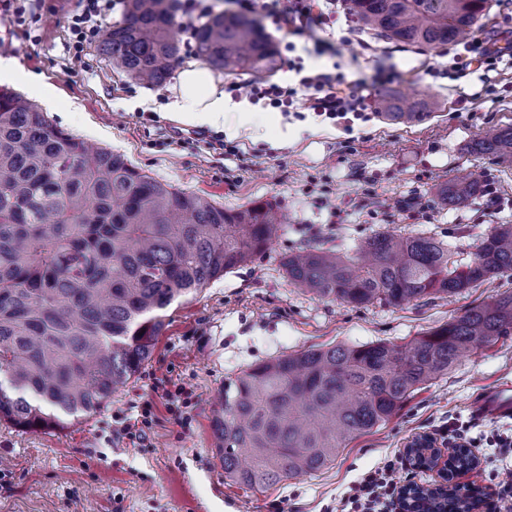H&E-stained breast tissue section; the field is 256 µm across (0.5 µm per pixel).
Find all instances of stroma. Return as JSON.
<instances>
[{"label":"stroma","mask_w":512,"mask_h":512,"mask_svg":"<svg viewBox=\"0 0 512 512\" xmlns=\"http://www.w3.org/2000/svg\"><path fill=\"white\" fill-rule=\"evenodd\" d=\"M74 0H46L25 24L0 14V39L22 74L11 86L60 128L124 153L144 173L172 187L236 209L276 203L288 221L270 248L211 282L193 300L171 306L168 327L135 380L88 421L64 431L20 432L0 422V512H331L364 472L416 437L434 435L448 418L481 429L512 431V419L478 415L480 393L512 380V336L500 337L457 363L412 398L386 425L352 440L320 473L259 492L224 478L214 451L211 401L225 382L269 357L333 345H401L443 325L466 308L512 294V277L448 298L432 295L401 307L356 308L292 285L283 255L306 247L353 252L378 231L424 233L449 243L468 262L476 239L512 223V170L468 149L493 127L512 124V70L456 79L431 77L436 50L402 48L364 29L346 35L345 20L322 37L321 66L339 64L348 79L371 78L383 60L390 90L436 101L427 119L404 123L371 114L346 133L307 115L236 101L227 117L236 134L190 123L171 112L178 77L160 86L131 80L101 51L100 37L73 64L69 29ZM475 38L512 42V0H489ZM224 139L209 149L213 137ZM474 174L496 198L463 207L435 198L437 187ZM193 393L172 408L156 381ZM152 405L138 443L123 434L127 418ZM477 468L461 481L490 492L512 483V459L476 449Z\"/></svg>","instance_id":"stroma-1"}]
</instances>
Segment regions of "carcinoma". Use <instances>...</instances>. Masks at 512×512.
Wrapping results in <instances>:
<instances>
[{"instance_id": "obj_1", "label": "carcinoma", "mask_w": 512, "mask_h": 512, "mask_svg": "<svg viewBox=\"0 0 512 512\" xmlns=\"http://www.w3.org/2000/svg\"><path fill=\"white\" fill-rule=\"evenodd\" d=\"M364 27L420 48L467 39L488 0H347ZM175 0H125L101 50L138 83L165 82L179 62ZM211 69L269 76L276 48L254 20L212 15L195 33ZM376 111L420 119L435 103L384 90ZM472 152L512 167V125ZM472 175L441 185L445 206L479 193ZM287 223L276 204L226 210L172 188L119 152L53 125L0 86V421L60 430L97 413L151 360L166 309L263 252ZM301 290L356 307L460 294L512 275V224H495L467 263L433 236L379 232L354 255L309 247L283 260ZM512 335V295L485 301L405 345H334L271 357L229 379L213 410L224 478L262 491L313 475L348 443L385 425L462 357ZM447 512H473L456 492Z\"/></svg>"}]
</instances>
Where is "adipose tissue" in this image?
<instances>
[{
	"label": "adipose tissue",
	"mask_w": 512,
	"mask_h": 512,
	"mask_svg": "<svg viewBox=\"0 0 512 512\" xmlns=\"http://www.w3.org/2000/svg\"><path fill=\"white\" fill-rule=\"evenodd\" d=\"M171 108L183 119L217 126L223 124L230 106L210 73L191 63L180 74L178 96Z\"/></svg>",
	"instance_id": "obj_1"
}]
</instances>
